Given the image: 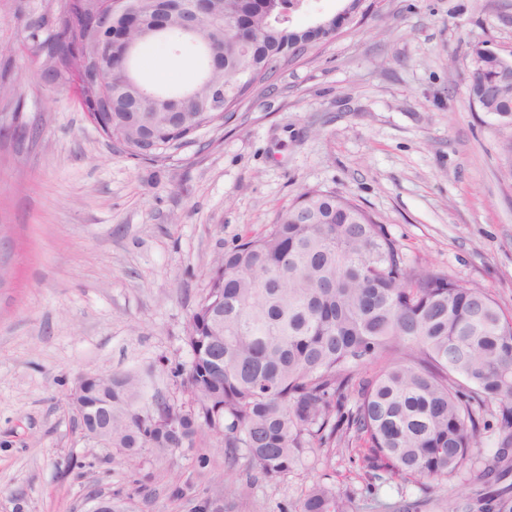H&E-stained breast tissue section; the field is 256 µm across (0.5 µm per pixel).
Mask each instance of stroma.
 <instances>
[{"mask_svg": "<svg viewBox=\"0 0 512 512\" xmlns=\"http://www.w3.org/2000/svg\"><path fill=\"white\" fill-rule=\"evenodd\" d=\"M50 0H0V512H83L120 495L133 512H287L326 478L353 512H442L453 486L370 482L337 453L248 483L208 429L134 458L85 437L79 377L138 374L178 395L186 325L211 261L256 236L308 188L357 201L410 264L486 289L512 315V180L499 123L470 104L475 46L512 59V0H376L358 27L282 65L232 119L163 164L115 152L32 51ZM140 70L186 86L190 51L157 45Z\"/></svg>", "mask_w": 512, "mask_h": 512, "instance_id": "1", "label": "stroma"}]
</instances>
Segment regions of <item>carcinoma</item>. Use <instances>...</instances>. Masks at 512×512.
Listing matches in <instances>:
<instances>
[{
  "mask_svg": "<svg viewBox=\"0 0 512 512\" xmlns=\"http://www.w3.org/2000/svg\"><path fill=\"white\" fill-rule=\"evenodd\" d=\"M282 2L252 13L254 39L244 43L228 24L237 0H212L189 31L179 15L157 28L155 0H124L142 26L130 34L132 52L121 47L114 57L103 33L123 26L124 15L104 0H55L51 33L34 54L46 82L68 81L81 45V109L124 153L163 163L269 81L285 55L314 47L282 15ZM183 41L196 42L197 79L147 83L138 67L145 46ZM212 51L221 52L217 67ZM471 56V103L511 129L512 72L500 75L478 46ZM492 82L500 88L489 96ZM216 85L227 96L221 111L212 106ZM499 171L512 179L511 134ZM184 344L190 359L174 367L181 402L148 394L129 371L95 391L112 400V448H181L205 427L245 460L252 483L362 448L374 478L430 489L477 458L495 402L499 441L475 493L481 512L512 474V318L481 287L408 266L385 225L335 191H303L263 235L214 258ZM292 512H350V500L318 479Z\"/></svg>",
  "mask_w": 512,
  "mask_h": 512,
  "instance_id": "1",
  "label": "carcinoma"
}]
</instances>
